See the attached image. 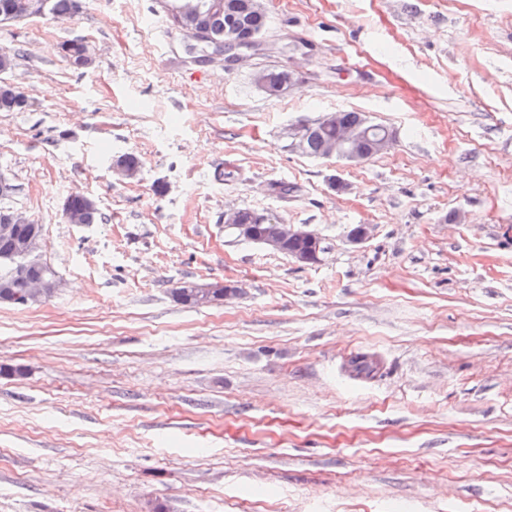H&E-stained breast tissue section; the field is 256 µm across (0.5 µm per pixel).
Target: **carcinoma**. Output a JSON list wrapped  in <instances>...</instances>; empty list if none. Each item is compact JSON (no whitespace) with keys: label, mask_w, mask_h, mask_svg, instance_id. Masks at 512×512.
I'll list each match as a JSON object with an SVG mask.
<instances>
[{"label":"carcinoma","mask_w":512,"mask_h":512,"mask_svg":"<svg viewBox=\"0 0 512 512\" xmlns=\"http://www.w3.org/2000/svg\"><path fill=\"white\" fill-rule=\"evenodd\" d=\"M22 0H0V23L14 22L19 12ZM198 11L186 23V26L177 24L174 15L177 12L179 0H170L165 5L168 11L170 27L181 37H186L185 27H192L210 34L215 39L224 38V26L236 25L243 35L249 36L254 32H264L269 26V16L264 12H255L247 7V0H220L222 7H214L215 0H197ZM79 8V0H42L40 17L63 19L72 15ZM22 94L10 83H0V111L15 112L23 109L25 102L21 100ZM69 206L73 210L84 213L85 223L97 224L102 220L99 209L89 205L87 197L69 198ZM241 221L253 225V239L263 237L269 224L259 221L260 213L250 208L239 209ZM13 278V244L0 239V281ZM353 371L358 374H371L377 369L376 361L367 354L357 355L351 360Z\"/></svg>","instance_id":"carcinoma-1"}]
</instances>
